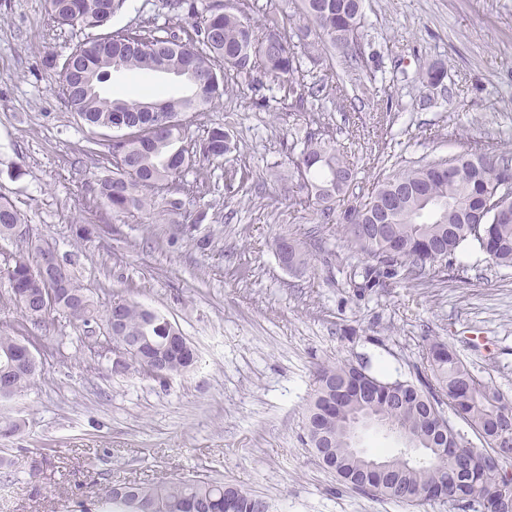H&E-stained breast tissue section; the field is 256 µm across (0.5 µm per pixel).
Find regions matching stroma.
I'll use <instances>...</instances> for the list:
<instances>
[{
	"label": "stroma",
	"instance_id": "35a3bbf8",
	"mask_svg": "<svg viewBox=\"0 0 512 512\" xmlns=\"http://www.w3.org/2000/svg\"><path fill=\"white\" fill-rule=\"evenodd\" d=\"M364 4L365 66L340 65L335 76L353 103L325 114L360 188L476 143L512 149V0ZM145 22L159 34L178 26L154 0H126L93 30L57 26L49 0H0V196L72 256L100 308L123 297L164 313L201 360L163 382L115 374L110 358L84 348L81 330L51 315L35 352L44 381L0 402V415L22 424L0 448L24 466L0 479V512H79L113 483L189 475L223 477L266 498L272 512H460L445 500L414 505L344 484L304 445L305 413L320 366L363 362L388 380L412 381L434 338L512 398V268L468 250L436 276L400 272L385 287L354 291L349 275L364 256L347 247L339 226L316 223L283 191L288 149L311 113L258 106L244 86L187 117L189 140L220 125L238 145L223 162L184 172L183 181L207 185L204 197L174 211L159 193L143 214H116L93 200L91 188L112 165L87 148L106 132L66 107L53 59ZM437 61L447 70L443 83H421ZM365 87L388 113L358 102ZM427 98L431 107L421 108ZM231 167L248 171V187L227 189ZM82 225L92 228L84 240L76 236ZM313 229L320 243L310 266L286 270L274 237Z\"/></svg>",
	"mask_w": 512,
	"mask_h": 512
}]
</instances>
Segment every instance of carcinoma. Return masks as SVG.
Listing matches in <instances>:
<instances>
[{
    "label": "carcinoma",
    "mask_w": 512,
    "mask_h": 512,
    "mask_svg": "<svg viewBox=\"0 0 512 512\" xmlns=\"http://www.w3.org/2000/svg\"><path fill=\"white\" fill-rule=\"evenodd\" d=\"M125 0H49L53 22L60 26L98 28L106 25ZM307 24L288 30L280 11L263 14L257 25L248 0H230L221 7L201 0H167L165 6L185 13L192 32L160 36L151 30H118L104 46L92 42L70 51L59 62L61 91L71 111L91 127L107 128L124 119L128 133L104 144L112 157V175L97 183L96 194L115 213L142 212L149 192L168 190L183 172L199 161H220L236 150L228 130L218 126L193 147L181 145L186 125L179 116L198 112L245 82L252 91L277 89L290 112L317 114V128L296 137L288 151L289 178L296 181L294 205L310 211L320 224H338L350 246L367 257L361 287L374 288L401 269L409 279L433 275L464 245H473L500 267H512V223L494 224L491 213L512 209V151L490 155L468 149L451 158L464 173L448 175V161L407 165L373 184L365 200L355 196L354 164L336 149L333 133L322 129L325 103L333 98L330 76L314 75L310 65L322 49L349 51L347 67L363 63L361 34L363 0H300ZM165 68L190 71L188 94L165 102L174 120L148 125L150 113L139 99L101 96L98 85L108 73L136 75ZM446 77L435 62L421 78L435 86ZM407 192L404 211L394 215L385 233H375L373 217L387 195ZM23 223L6 199L0 200V237ZM14 236V235H12ZM17 248L0 273L10 285V299L23 316L39 326L50 313L62 314L92 341L107 345L142 344L148 360L162 355L167 368L152 378L163 382L189 371L198 350L163 314L130 299L101 311L68 265L43 267L45 254L25 235L14 236ZM275 252L288 270L310 265V252L294 237L279 235ZM102 330L104 336L94 335ZM434 381H388L362 365L340 362L321 367L305 417L304 444L317 450L332 444V462L325 464L347 484L374 497L408 502L418 491L442 489L463 512H508L512 484L464 448L474 444L453 426L440 432L450 411L476 436L481 446L495 449L503 430L512 436V398L476 374L443 341L430 342L424 355ZM45 379L35 355L17 336L0 333V400L11 399ZM369 411L400 431L409 446L432 448L414 463L394 461L391 471H364L342 429L359 413ZM96 512H270V503L221 479L182 477L169 482H137L107 486L95 503Z\"/></svg>",
    "instance_id": "obj_1"
}]
</instances>
